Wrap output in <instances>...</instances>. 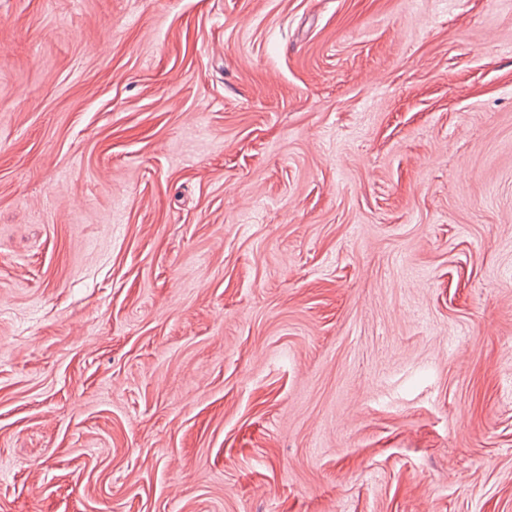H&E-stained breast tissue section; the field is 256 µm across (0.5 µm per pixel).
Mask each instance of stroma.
I'll return each instance as SVG.
<instances>
[{
	"instance_id": "1",
	"label": "stroma",
	"mask_w": 512,
	"mask_h": 512,
	"mask_svg": "<svg viewBox=\"0 0 512 512\" xmlns=\"http://www.w3.org/2000/svg\"><path fill=\"white\" fill-rule=\"evenodd\" d=\"M0 512H512V0H0Z\"/></svg>"
}]
</instances>
